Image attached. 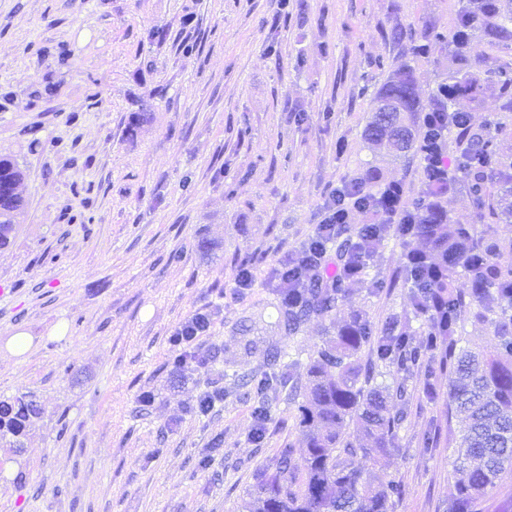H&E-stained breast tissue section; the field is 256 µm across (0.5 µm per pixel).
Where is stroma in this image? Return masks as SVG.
<instances>
[{"mask_svg": "<svg viewBox=\"0 0 512 512\" xmlns=\"http://www.w3.org/2000/svg\"><path fill=\"white\" fill-rule=\"evenodd\" d=\"M458 0H0V154L26 173L27 208L0 251V400L43 408L21 453L0 447V512H241L259 468L302 450L291 394L327 319L277 327L275 271L316 236L329 194L366 163L403 164L363 138L374 93L407 45L451 34ZM407 246L388 231L336 314L382 326L410 308ZM254 274L240 288V266ZM218 316L202 368L173 365L175 326ZM32 338L20 357L8 339ZM280 349V360L269 352ZM266 380L264 395L251 381ZM406 383L394 512H448L459 425L448 376ZM150 393L151 402L140 400ZM208 392L222 399L196 407Z\"/></svg>", "mask_w": 512, "mask_h": 512, "instance_id": "obj_1", "label": "stroma"}]
</instances>
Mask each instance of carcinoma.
<instances>
[{
  "label": "carcinoma",
  "instance_id": "1",
  "mask_svg": "<svg viewBox=\"0 0 512 512\" xmlns=\"http://www.w3.org/2000/svg\"><path fill=\"white\" fill-rule=\"evenodd\" d=\"M478 37L492 44L512 43V0H459L451 36L426 35L415 42L416 58L448 56V76L428 104L418 96L409 61L396 66L374 96L364 140L397 155L410 153L422 164V189L409 211L416 227L403 229L404 236L422 240L408 250L403 265L402 285L411 290L412 311L389 317L378 335L364 311L332 323L306 368L303 401L297 407L304 454L295 461L293 449L284 448L274 471H256L242 512H393L402 486L351 463L359 456L373 465L396 451L394 430L404 411L391 412L390 392L371 381L378 362L408 375L426 352L437 349L443 351L440 369L448 371V413L462 422L456 494L448 512H477L488 490L512 472V238L492 227L479 232L473 224H457L448 210V195L459 189L487 212L491 223H512V156L497 152L491 132L474 129L470 120L489 98L500 102V111L512 112V62L491 57L471 61ZM383 104L394 113L381 125L376 109ZM432 114L448 132L473 145V151L455 157L443 179L435 178L431 156L445 157L447 141L431 128ZM24 178L17 161L0 155V249L10 245L25 213ZM353 184L358 195L395 199L400 192L399 184L385 181L381 169L370 163ZM353 207L370 224L358 242H336V253L348 259L351 271L329 283L313 276L303 287L282 292L279 325L285 334H296L313 315L331 316L346 298V281L366 275L365 259L385 247L386 211L365 197ZM468 318L494 326L496 351L461 345ZM415 321L427 336L422 350L411 341ZM368 346L372 358L364 362ZM40 414L29 392L1 400L0 444L21 452L24 431ZM352 424L367 444L346 438Z\"/></svg>",
  "mask_w": 512,
  "mask_h": 512
}]
</instances>
